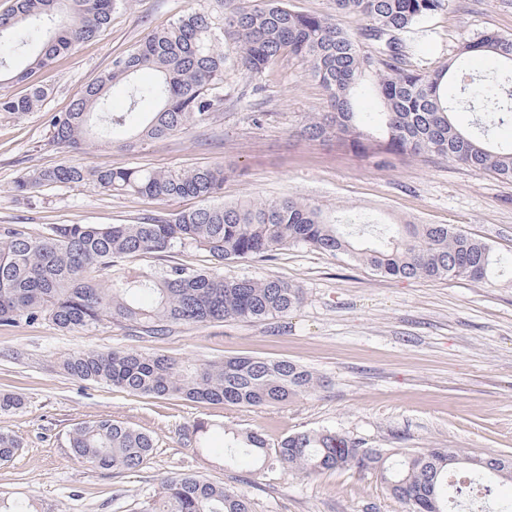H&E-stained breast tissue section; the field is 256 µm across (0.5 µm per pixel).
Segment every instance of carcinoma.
<instances>
[{
    "label": "carcinoma",
    "mask_w": 512,
    "mask_h": 512,
    "mask_svg": "<svg viewBox=\"0 0 512 512\" xmlns=\"http://www.w3.org/2000/svg\"><path fill=\"white\" fill-rule=\"evenodd\" d=\"M450 2L331 0L336 14L365 22L356 37L332 15L300 13L285 0H205L92 78L67 111L52 116L48 145L79 154L120 136L125 147L144 151L208 123L223 102L229 72L240 68L260 76L288 55L322 87L331 108L308 118L302 127L308 139L335 136L382 164L396 156L442 157L512 181V143H495L491 132L493 126L512 125V35L464 36L454 57L436 69L403 61L401 34ZM116 5L117 0H14L0 15V83L22 81L29 71L95 38L111 24ZM226 41L236 47L232 63L224 55ZM475 57L492 63L480 85L465 80V64ZM143 70L153 71L156 80L138 82ZM450 79L459 87L451 101ZM368 80L381 107L378 134L356 108L357 92ZM111 89L125 95L123 109L110 107ZM47 95L33 87L23 96L0 98V118L33 112ZM145 100L156 104L154 111H140ZM460 108L489 113L491 126L460 128L453 117ZM227 173L222 166L182 171L65 163L18 177L11 191L19 199L46 186L91 185L116 195L193 197L200 206L134 224H53L37 236L19 225L1 227L0 324L48 320L84 333L115 323L157 335L173 326L283 317L301 306L302 288L271 277H230L222 268L286 246L342 255L404 279L493 282L512 270V259L450 224H348L314 201L293 197L224 204L219 198ZM186 248L207 254L214 265L133 264L145 255ZM119 261L132 265L116 272ZM60 368L75 380L138 395L242 407L284 405L320 385L313 372L288 360L232 357L193 365L134 349L74 351ZM22 407L20 395L0 393L1 413ZM183 440L205 448L204 425L192 426ZM68 444L75 460L119 471L142 468L154 448L150 435L111 419L79 425ZM19 448L12 434L0 430V464ZM469 458L462 448L387 453L331 430L298 432L272 447L251 430L224 441V463L230 466L281 464L306 478L338 469L372 470L407 512H488L491 504L493 512H512V497L497 494L499 486L512 484V469L498 477L465 463ZM160 486L159 499L144 502L139 512H254L247 492L196 474L168 476Z\"/></svg>",
    "instance_id": "obj_1"
}]
</instances>
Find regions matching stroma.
<instances>
[{
    "instance_id": "1",
    "label": "stroma",
    "mask_w": 512,
    "mask_h": 512,
    "mask_svg": "<svg viewBox=\"0 0 512 512\" xmlns=\"http://www.w3.org/2000/svg\"><path fill=\"white\" fill-rule=\"evenodd\" d=\"M192 3L125 0L96 38L24 81L0 85V97L20 96L33 86L49 92L40 110L0 118V227L21 224L39 235L52 224H132L198 207L190 197L159 201L90 186L44 187L27 201L11 192L25 172L66 161L63 150L47 145L51 115L68 109L115 56L167 27ZM419 29L404 35L410 63L434 68L454 56L461 35L512 34V0H451L448 10ZM327 109L323 89L287 57L259 77L231 73L208 126L158 140L144 152L94 145L81 160L161 170L221 165L235 171L224 182L228 203L293 196L384 221L451 224L488 241L500 255H512V181L437 158L401 156L382 166L337 139L302 137L307 114ZM224 273L298 284L304 302L266 322L181 325L161 336H134L114 324L88 334L63 332L46 321L0 325V391L25 400L22 410L0 414V428L21 443L14 459L0 464V497L31 498L36 512H132L136 502L157 496L163 477L195 473L246 491L255 512H405L369 472L345 469L307 479L279 467L227 468L224 435L258 430L274 444L296 432L330 429L384 450L512 455V278L493 286L396 279L304 246L282 248L268 260L225 263ZM115 348L192 363L286 359L325 384L285 405L246 408L135 395L74 380L59 367L68 353ZM105 417L153 437L154 453L139 471L73 460L72 430ZM200 421L208 426L204 451L182 440Z\"/></svg>"
}]
</instances>
